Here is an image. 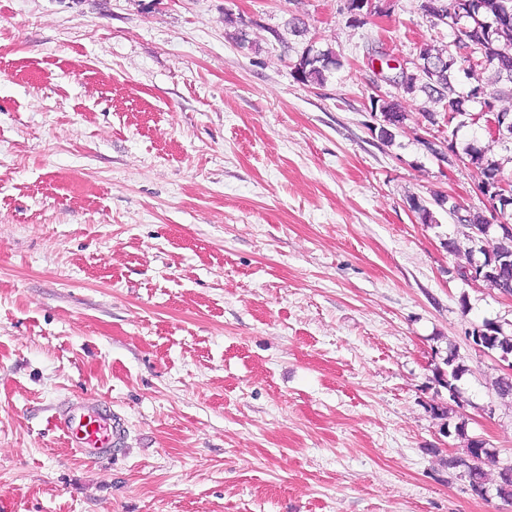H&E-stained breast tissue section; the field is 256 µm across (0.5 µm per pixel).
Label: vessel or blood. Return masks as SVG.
<instances>
[{
	"label": "vessel or blood",
	"mask_w": 512,
	"mask_h": 512,
	"mask_svg": "<svg viewBox=\"0 0 512 512\" xmlns=\"http://www.w3.org/2000/svg\"><path fill=\"white\" fill-rule=\"evenodd\" d=\"M67 438L70 447L80 449L94 458L112 456L123 447L126 430L121 419L110 410L88 412L81 408H69L54 420Z\"/></svg>",
	"instance_id": "b4317fda"
}]
</instances>
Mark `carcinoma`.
<instances>
[{
    "mask_svg": "<svg viewBox=\"0 0 512 512\" xmlns=\"http://www.w3.org/2000/svg\"><path fill=\"white\" fill-rule=\"evenodd\" d=\"M379 2L347 0L346 10L351 25H362L367 19L381 14ZM456 7L455 16L450 18L448 0H422L420 9L425 16L448 27L450 40L443 48L431 44L420 47L417 61L396 67L391 79L401 93L413 97L422 92L442 105L440 112H424V119L432 126L438 125L441 119L449 118L455 122L451 137L446 139L450 151L479 171L492 187L495 179L505 177L504 162L512 163V156L504 159L494 153L496 144L508 147L512 153V111L498 108V102L512 99V0H456ZM461 48L466 52H459ZM339 67L341 62L335 52L319 49L311 42L292 58L296 78L311 85H323L326 74ZM484 106L498 116L497 137L487 145L472 142L463 151H458L454 138L460 127L467 121L474 122V115ZM373 109L383 117L379 129L381 140L392 141L393 130L404 125L407 113L398 103L386 99L374 100ZM408 203L420 223L435 226L438 220L432 206L442 209L448 198L440 195L430 202L411 195ZM490 229L485 211L474 207L469 218L458 225L457 237L448 238L446 246L451 253L467 256L469 265L474 263L476 253L493 255L494 260L475 281L503 295H512V233L507 234L500 229L491 243ZM486 348L498 352L502 361L512 359V333H506L501 322H490ZM465 372L463 360L452 350L443 359V366L435 368L437 381L456 395L459 394L457 382ZM493 389L501 401L512 399V375H499L493 381ZM436 415L444 420L441 431L453 428L452 435L463 443L464 456L448 459V467H463V473L469 476L472 492L481 498L489 496L483 465L497 463L496 451L486 444H476L468 435L465 420L453 425L447 422L448 408L437 409ZM495 496L512 504V465L499 468Z\"/></svg>",
    "mask_w": 512,
    "mask_h": 512,
    "instance_id": "carcinoma-1",
    "label": "carcinoma"
}]
</instances>
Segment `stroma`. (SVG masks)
<instances>
[{
  "mask_svg": "<svg viewBox=\"0 0 512 512\" xmlns=\"http://www.w3.org/2000/svg\"><path fill=\"white\" fill-rule=\"evenodd\" d=\"M386 2L354 27L346 0H0V512H512L433 413L512 464L498 358L466 341L512 300L407 203L479 206L480 174L373 64L448 29ZM294 17L342 62L324 85ZM376 88L408 114L389 143ZM71 403L121 417L118 456L67 447ZM313 43L308 41L302 51L292 58L291 65L298 80L321 86L326 81V74L341 67V62L335 52L319 49ZM447 196H435L432 201L422 199L420 196L411 195L408 197V203L413 208L420 224H426L431 227L437 225L438 220L435 216L434 210L431 208L432 205L439 207L444 210L445 204L448 203ZM443 364L447 369L437 366L435 368L436 379L444 387L449 386V389L454 392V395H457V397L453 398L457 399L460 391L456 382L460 381L467 369L456 351H449L448 356L443 360ZM451 433L454 435L455 440L463 443L462 447L467 458L452 457L448 459L449 468L463 467L462 472L469 476L468 481L472 492L481 498H487L490 490L486 486V473L484 472L483 465L487 463L495 465L498 462L496 460V451L493 448H489L487 442L482 446L477 445L472 440L473 437L468 435L467 422L464 418H461L459 422L454 424Z\"/></svg>",
  "mask_w": 512,
  "mask_h": 512,
  "instance_id": "obj_1",
  "label": "stroma"
}]
</instances>
